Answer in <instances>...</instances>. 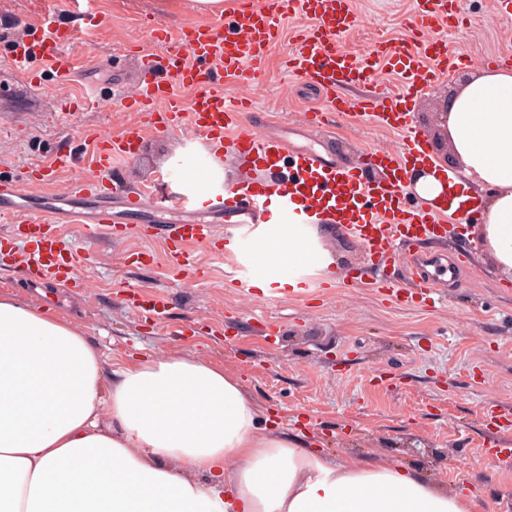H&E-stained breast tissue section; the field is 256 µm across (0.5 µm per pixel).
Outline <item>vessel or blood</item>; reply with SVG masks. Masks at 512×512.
I'll return each instance as SVG.
<instances>
[{
	"instance_id": "b4317fda",
	"label": "vessel or blood",
	"mask_w": 512,
	"mask_h": 512,
	"mask_svg": "<svg viewBox=\"0 0 512 512\" xmlns=\"http://www.w3.org/2000/svg\"><path fill=\"white\" fill-rule=\"evenodd\" d=\"M455 5L456 0H419L417 16L426 38L380 48L381 62L400 75L406 87L427 84L452 67L441 29ZM298 8L312 13L316 25L297 41L287 68L318 87L333 110H344L347 102L342 89L371 83L376 72L362 54L335 43L336 33L356 22L347 0H260L257 6L243 11L232 30H225L223 18H208L195 22L175 40L164 25H157L154 38L161 51L146 55L132 98L145 114V126L133 125L106 137L88 133L93 145L91 169L66 189V197H93L96 205L88 210L54 207L35 214L19 208L21 189L17 183L0 182V216H10L14 233L27 244L21 264L37 277L81 288L85 281L79 273V259L57 234V225L77 224L89 236L117 238L127 229L117 221V214H132L146 206L186 211L189 200L170 195L165 187H156L144 196L113 181L110 173L115 160L136 159L143 127L167 133L188 125L204 141L229 143L244 163L263 168L266 177L229 187L223 207L212 211L209 220L170 224L166 244L181 269L195 267L190 245L210 246L219 237L230 245L232 254L255 258L256 230L268 222V199L275 195L286 205L303 204L320 215L322 222L360 241L370 264L383 268L396 265L405 275L401 281H368L358 270L349 274L355 285L392 297L406 307L435 303L440 279L450 268L437 262L433 273H426L417 251L425 240L446 237L448 227L437 223L431 212L408 210L402 205L411 166L429 161L417 133L408 132L398 149L369 152L370 165L382 174L380 180L370 182L356 169L336 163L313 148L289 151L287 139H271L258 132L260 115L252 104L224 97L223 83L244 86L256 79L280 38L281 20ZM68 41V34L57 28L54 18H46L38 36L16 49L15 65L26 72L32 61L38 60L59 83H69L74 67L65 51ZM354 106L381 127L406 130L405 112L385 93L370 91L355 100ZM222 224L227 231L221 236L217 229ZM127 296L142 319L157 320L165 311L160 296L133 290Z\"/></svg>"
}]
</instances>
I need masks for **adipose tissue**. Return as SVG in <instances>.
<instances>
[{"label": "adipose tissue", "mask_w": 512, "mask_h": 512, "mask_svg": "<svg viewBox=\"0 0 512 512\" xmlns=\"http://www.w3.org/2000/svg\"><path fill=\"white\" fill-rule=\"evenodd\" d=\"M449 145L465 178L452 193L437 163L408 186L430 209L461 210L512 278V71L471 73L452 98ZM177 193L225 197L217 161L184 163ZM259 229L261 284L282 269L335 268L320 226L282 211ZM101 353L57 310L0 294V512H475L411 469L332 459L269 423L238 375L192 356L129 358L106 378Z\"/></svg>", "instance_id": "obj_1"}]
</instances>
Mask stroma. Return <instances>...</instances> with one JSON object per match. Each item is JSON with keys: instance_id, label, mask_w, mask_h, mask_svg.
I'll list each match as a JSON object with an SVG mask.
<instances>
[{"instance_id": "stroma-1", "label": "stroma", "mask_w": 512, "mask_h": 512, "mask_svg": "<svg viewBox=\"0 0 512 512\" xmlns=\"http://www.w3.org/2000/svg\"><path fill=\"white\" fill-rule=\"evenodd\" d=\"M356 27L339 34L337 44L369 51L379 41L412 40L415 0H350ZM498 0H460L459 14L447 30L448 47L460 58L446 76L408 97V121L430 155L446 163L441 113L467 74L485 58L512 53V13ZM56 24L74 33L68 50L80 67L73 81L57 83L50 71L39 85L12 65L17 43L28 39L47 10ZM177 7L162 10L157 0H85L80 8L66 0H0V179L22 187L20 203L29 210L49 206L55 194L89 164L92 146L86 130L108 134L140 123L128 102L139 80L141 58L155 51V23L178 32L194 22ZM313 22L295 11L282 22L279 42L252 85H225L227 98L250 99L269 121L263 133L282 136L292 146L309 147L305 113L325 104L318 91L288 72L286 60L295 37ZM94 94L98 107L83 100ZM334 134L326 151L338 163L368 178L365 149L397 148L404 138L358 115L331 117ZM190 130L161 134L144 128L135 160L117 163L113 180L145 189L158 180L175 181L178 158L203 148ZM76 163L55 173L52 184L31 177L58 152ZM161 213L145 211L131 221L123 238L109 241L62 227L65 242L84 258L80 273L87 288L75 293L62 283L23 275L13 263L24 243L0 222V240L10 255L0 257V294L24 304L61 309L106 357L105 371L135 354L191 355L235 372L246 389L267 407L278 430L293 438L308 435L332 458L361 456L375 464H406L449 491L465 492L476 512H512V468L490 466L483 448H512V431L486 426L482 406L491 398L512 406V284L501 283L477 236L459 232L458 216L443 218L448 237L424 250L455 267L457 275L433 307L405 308L390 297L351 284L349 269L365 255L352 237L325 228V245L337 260L330 287L305 297L281 296L255 307L237 295L228 274L233 257L196 249L197 272H175L165 254ZM156 222V235L144 242L140 225ZM163 297L162 321L153 323L128 310V287ZM392 376L389 385L371 381L373 373Z\"/></svg>"}]
</instances>
